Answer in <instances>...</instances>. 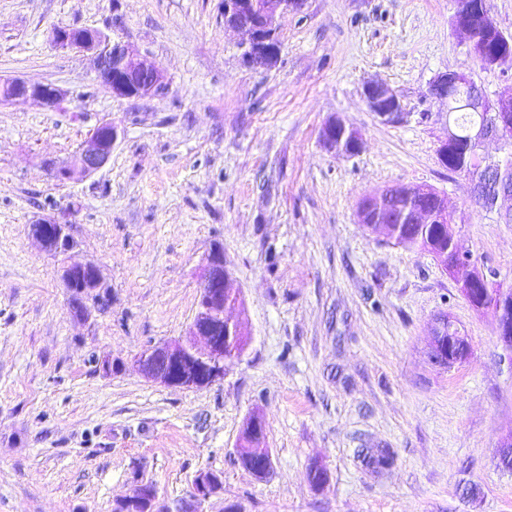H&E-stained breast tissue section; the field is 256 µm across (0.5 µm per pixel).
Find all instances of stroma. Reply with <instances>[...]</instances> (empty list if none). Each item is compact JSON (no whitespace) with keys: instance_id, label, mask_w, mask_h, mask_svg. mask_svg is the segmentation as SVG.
<instances>
[{"instance_id":"stroma-1","label":"stroma","mask_w":512,"mask_h":512,"mask_svg":"<svg viewBox=\"0 0 512 512\" xmlns=\"http://www.w3.org/2000/svg\"><path fill=\"white\" fill-rule=\"evenodd\" d=\"M453 0H308L277 20L281 55L245 65L224 0H0V78L61 89L52 110L0 102V512H112L134 479L162 512H512V358L490 313L476 311L433 257L366 233L357 207L400 185L444 194L464 221L463 251L493 286L512 290V196L476 210L468 181L437 150L448 104L429 88L450 70L495 94L512 68H482L454 33ZM92 27L131 43L163 72L158 97L113 98L90 54L54 29ZM390 84L406 118L378 120L363 87ZM361 136L352 156L327 150L323 125ZM120 129L108 163L66 183L101 121ZM67 216L76 243L44 253L30 233ZM221 244L250 342L222 381L194 389L148 381L144 349L184 336L199 267ZM94 265L107 303L76 317L60 277ZM447 315L470 351L431 360ZM124 361L117 373L103 361ZM260 414L267 478L241 464L246 418ZM390 448L393 467L363 463ZM329 481L313 487L308 469ZM217 473L202 504L193 480Z\"/></svg>"}]
</instances>
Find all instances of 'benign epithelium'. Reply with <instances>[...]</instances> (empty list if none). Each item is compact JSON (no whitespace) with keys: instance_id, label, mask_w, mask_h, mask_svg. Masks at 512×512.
<instances>
[{"instance_id":"benign-epithelium-1","label":"benign epithelium","mask_w":512,"mask_h":512,"mask_svg":"<svg viewBox=\"0 0 512 512\" xmlns=\"http://www.w3.org/2000/svg\"><path fill=\"white\" fill-rule=\"evenodd\" d=\"M307 0H264L262 8H257L255 0H224V29L242 35V58L245 64L255 66L262 62L265 66L274 65L281 53L278 45L270 37V31L276 26L277 17L285 11L300 12ZM452 26L461 35L469 50L478 53L475 28L480 26L491 34L499 32V27L492 15L489 0H455ZM55 44L66 50L89 52L93 55L97 80L113 97L136 100L148 96H157L165 92L161 70L154 64L140 58L137 49L123 40H112L97 28L61 29L53 32ZM485 65L490 69L512 66V48L502 47L486 59ZM460 86L472 88V95L464 100L465 107L479 112L494 114V124H485L473 129L470 134L474 149L484 151L487 143L495 142L499 147L512 145V85L489 96L481 90L474 80L463 73L448 71L439 75L431 85V95L439 100L449 98L452 89ZM367 106L380 120L387 123L402 121L405 114L401 112L402 101L397 91L382 81H369L364 86ZM63 99L59 88L49 83L31 82L21 77L0 79V101H33L42 105L50 102L56 104ZM342 129L347 135L350 147H360V135L345 126L338 119L324 124L321 130L323 145L330 151L342 153L345 148L336 142V130ZM118 138V128L110 120L99 123L81 144L74 162L52 166L56 180L71 181L79 176L90 175L102 168L112 155V148ZM499 169L488 167L481 169L475 183L496 189V196L503 192L498 190L497 176ZM394 189L389 188L380 193L367 196L368 209L381 216L389 209ZM48 225L57 227L59 242L73 244L69 225L62 224L54 218L41 219L31 225V234L46 253H51L49 243L43 237V229ZM453 248L460 257L456 266L450 269L455 277L459 293L478 309H485L486 296L474 294V286L480 278L467 254L459 244ZM229 278V271L224 265V251L221 247H212L200 265V285L203 295L202 303L197 307L185 336L167 343L152 346L135 358V364L143 376L155 383L167 387L193 388L199 384L195 374H183L174 379L168 374L167 366L176 357L191 361L196 369L205 372L210 381L224 378L227 364L224 361V344L216 338L223 334L224 339L234 341L246 332L244 323L224 314L229 305L241 302L240 294L224 296V283ZM490 311L493 312L498 343L504 351L512 354V294L500 291L494 295ZM468 346L465 330L455 320L448 319V350L462 349ZM263 419L255 415L248 426L245 438L241 441L244 449L259 457L269 456L265 448L256 446L253 439L256 426ZM210 474L201 472L194 481L192 497L197 502L211 497L208 485Z\"/></svg>"}]
</instances>
